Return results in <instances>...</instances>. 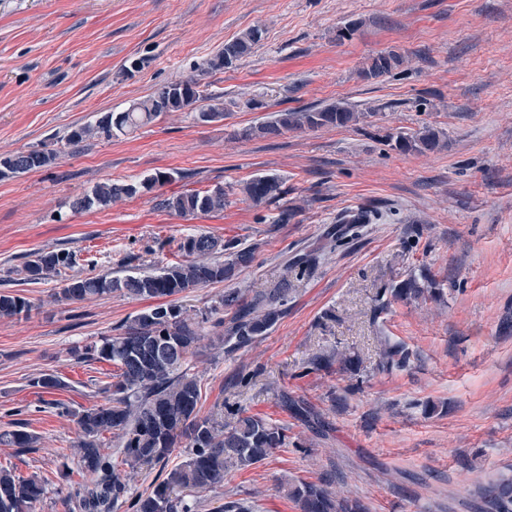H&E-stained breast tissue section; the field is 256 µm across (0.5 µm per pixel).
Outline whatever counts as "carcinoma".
Listing matches in <instances>:
<instances>
[{
    "label": "carcinoma",
    "instance_id": "obj_1",
    "mask_svg": "<svg viewBox=\"0 0 512 512\" xmlns=\"http://www.w3.org/2000/svg\"><path fill=\"white\" fill-rule=\"evenodd\" d=\"M261 40L257 28L243 32L224 45L216 55L203 60L197 67L202 73L223 69L250 54ZM403 63L396 53H380L371 57L362 70L363 77L375 79L390 75ZM200 101L208 102L200 119L215 122L224 119V105L218 97L201 89L198 79L190 77L171 82L144 100L131 104L121 112H107L93 124L73 131L69 141L79 143L93 138L110 139L116 133L125 134L155 121L162 114L189 108ZM371 116L356 112L343 102L321 109H299L280 112L268 122L249 126L239 132L244 139L279 136L285 131L346 127ZM392 147L399 152L435 151L440 147L441 133L424 128L416 134L390 137ZM57 150L41 149L20 152L0 159V174H22L50 166ZM171 179L167 172H157L138 182H112L95 185L91 191L73 201L76 210L103 207L123 197L150 191ZM243 199L255 205L273 202L283 195V182L276 176L257 175L240 186ZM227 194L222 186L205 191H191L163 199L160 206L177 215L197 216L224 211ZM219 241L207 234L189 235L180 241L178 250L185 259L168 264L155 272H143L125 277L110 273L73 276L62 281L56 292L62 301H95L115 292L128 297L160 303L135 315L115 336H103L95 343L74 350L83 361H105L119 367L117 381L102 388L107 402L79 414L80 440L74 448L76 465L92 477L77 493L81 512H114L118 504H127L129 512H192L187 498L210 491L224 484V474L257 466L278 448L288 445V429L273 425L262 417L247 415L241 409L227 408L224 418L201 416L198 403V377L187 367L207 335L224 342L225 352L232 353L253 345L267 336L283 314V307L292 290V280L283 277L274 288L246 298L237 290H228L218 303L200 317H192L182 306L163 298L188 293L196 288L222 283L235 276L237 269L254 260L250 249H234L227 244L233 259L229 262L204 261L202 257L217 252ZM317 257L305 254L286 265L285 273L300 280L313 266ZM75 255L66 250L30 255L22 268L23 281L41 283L61 276L72 268ZM430 292L438 298L437 288L425 289L411 276L382 290L385 300L418 299ZM30 301L17 293H0V318H14L29 312ZM232 313L229 326H224V312ZM408 362V352L399 343H387L381 366L402 367ZM355 373L361 360L336 349L313 355L310 364L316 369H328L333 364ZM36 386L47 394L67 388L56 373H45ZM111 433L121 438V464L102 448V436ZM37 436L23 427L0 434V442L12 448H32ZM186 443L187 459L171 469L150 494L132 495L128 485L130 475L144 466L165 463L175 448ZM44 480L23 477L0 467V512H35V504L44 494ZM283 494L295 503L299 512H364L356 500L333 492L329 483L299 481L283 485ZM480 504L476 512H512V474L502 476L482 486L478 491Z\"/></svg>",
    "mask_w": 512,
    "mask_h": 512
}]
</instances>
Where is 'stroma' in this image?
I'll use <instances>...</instances> for the list:
<instances>
[{
  "instance_id": "obj_1",
  "label": "stroma",
  "mask_w": 512,
  "mask_h": 512,
  "mask_svg": "<svg viewBox=\"0 0 512 512\" xmlns=\"http://www.w3.org/2000/svg\"><path fill=\"white\" fill-rule=\"evenodd\" d=\"M251 28L262 32L254 50L201 78L222 96L223 120L189 108L68 143L101 113L193 76ZM390 51L404 59L397 74L361 76ZM253 98L262 108H247ZM338 101L363 122L239 136L274 113ZM425 127L442 132L437 151L389 142ZM44 143L58 151L54 164L0 177V291L32 305L0 320V432L20 420L38 438L25 452L0 444V465L46 479L36 512H78L77 415L105 403L101 388L117 371L77 361L73 348L118 334L144 304L118 293L57 302L58 281L27 285L18 269L30 253L65 249L76 275L153 271L182 260L180 240L200 233L253 249L254 260L230 281L178 295L195 314L226 290L274 287L295 256L317 263L262 340L228 354L209 337L190 362L201 415L223 416L231 403L287 426L289 441L192 497L194 512L228 501L297 512L278 484L323 477L365 512H472L479 486L512 472V0H0V156ZM159 171L171 178L152 191L72 207L100 182ZM257 175L282 179L279 202L234 194L222 213L185 218L159 206ZM285 207L294 216L277 223ZM362 209L380 220L342 232L343 216ZM424 273L439 300L381 306L382 288ZM388 341L408 350L406 366L379 368ZM333 347L360 358L358 375L310 369ZM52 371L69 387L50 408L35 381ZM242 373L250 384H238Z\"/></svg>"
}]
</instances>
